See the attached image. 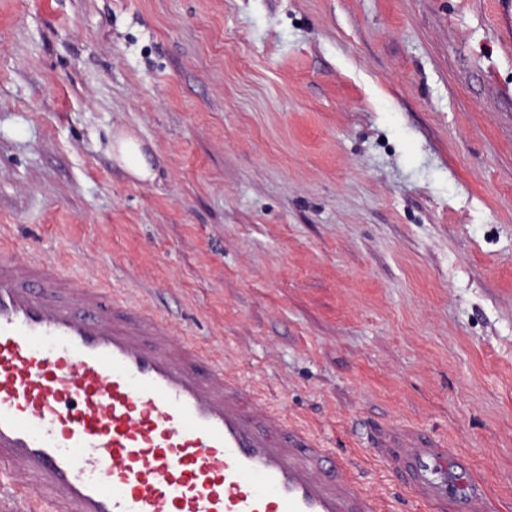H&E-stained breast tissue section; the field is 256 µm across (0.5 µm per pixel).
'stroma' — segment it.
I'll return each instance as SVG.
<instances>
[{
    "label": "stroma",
    "instance_id": "stroma-1",
    "mask_svg": "<svg viewBox=\"0 0 512 512\" xmlns=\"http://www.w3.org/2000/svg\"><path fill=\"white\" fill-rule=\"evenodd\" d=\"M0 234L157 308L386 512H425L372 456L389 429L512 512L495 0H0ZM137 138L128 133L114 136L112 153L120 165L134 177L147 180L153 179V169L148 162Z\"/></svg>",
    "mask_w": 512,
    "mask_h": 512
}]
</instances>
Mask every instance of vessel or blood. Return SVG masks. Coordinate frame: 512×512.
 Listing matches in <instances>:
<instances>
[{
    "instance_id": "1",
    "label": "vessel or blood",
    "mask_w": 512,
    "mask_h": 512,
    "mask_svg": "<svg viewBox=\"0 0 512 512\" xmlns=\"http://www.w3.org/2000/svg\"><path fill=\"white\" fill-rule=\"evenodd\" d=\"M373 447L429 512H487L452 449ZM344 468L150 306L0 246V497L24 476L28 512H383Z\"/></svg>"
}]
</instances>
